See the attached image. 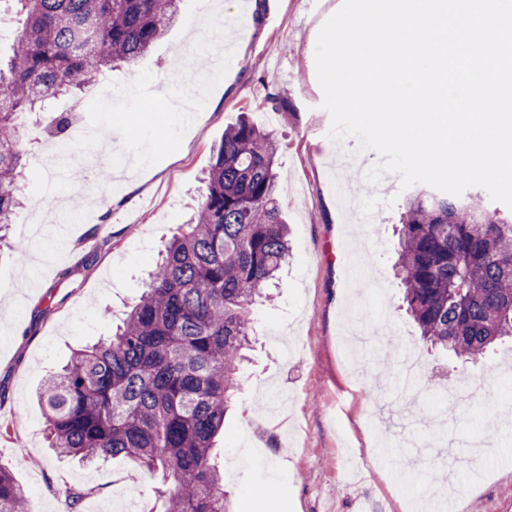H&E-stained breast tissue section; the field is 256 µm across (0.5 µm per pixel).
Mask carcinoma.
I'll return each mask as SVG.
<instances>
[{"mask_svg":"<svg viewBox=\"0 0 512 512\" xmlns=\"http://www.w3.org/2000/svg\"><path fill=\"white\" fill-rule=\"evenodd\" d=\"M23 17L0 66V230L13 223L27 157L20 111L48 110L88 79L135 66L181 16L182 0H11ZM275 133L224 130L193 222L165 245L113 336L73 354L39 402L59 458L123 456L160 477L162 512H227L214 441L250 344V308L288 258ZM395 269L423 341L471 360L512 338V216L471 195H409ZM26 490L0 466V512Z\"/></svg>","mask_w":512,"mask_h":512,"instance_id":"cac0c4a2","label":"carcinoma"}]
</instances>
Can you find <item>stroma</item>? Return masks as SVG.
Segmentation results:
<instances>
[{
	"label": "stroma",
	"mask_w": 512,
	"mask_h": 512,
	"mask_svg": "<svg viewBox=\"0 0 512 512\" xmlns=\"http://www.w3.org/2000/svg\"><path fill=\"white\" fill-rule=\"evenodd\" d=\"M342 0H183L180 21L139 68L103 72L131 82L139 69L154 91L179 63L200 75L212 58H190L193 20L217 10L235 47L178 152L137 188L104 184L108 155L71 152L57 173L43 164L53 144L47 112H23L28 158L24 206L0 241V466L27 490L30 512H106L118 497L161 512L155 480L128 459L84 466L47 449L37 393L83 346L111 336L139 301L165 243L202 199L203 181L227 126L248 115L274 131L279 201L291 254L270 298L251 308L250 347L235 408L214 451L232 512H404L429 487L445 512H512V341L472 361L436 352L405 312L395 276L393 227L404 208L398 176L388 191L351 182L337 196L336 146L321 107L314 49L325 16ZM284 104L272 108L268 90ZM27 246L26 255L12 251ZM452 386L480 397L448 416L420 420L421 404L447 406ZM87 496L71 510L66 487Z\"/></svg>",
	"instance_id": "35a3bbf8"
}]
</instances>
